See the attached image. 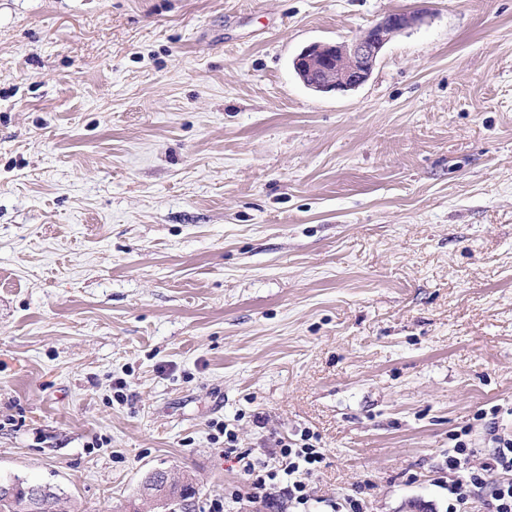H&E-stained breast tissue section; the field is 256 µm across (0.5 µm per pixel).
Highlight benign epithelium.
<instances>
[{
    "mask_svg": "<svg viewBox=\"0 0 512 512\" xmlns=\"http://www.w3.org/2000/svg\"><path fill=\"white\" fill-rule=\"evenodd\" d=\"M417 21L415 15L390 14L350 41L312 43L294 58V69L310 87L322 93L354 90L369 79L391 38Z\"/></svg>",
    "mask_w": 512,
    "mask_h": 512,
    "instance_id": "1",
    "label": "benign epithelium"
}]
</instances>
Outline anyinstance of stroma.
<instances>
[{
	"instance_id": "1",
	"label": "stroma",
	"mask_w": 512,
	"mask_h": 512,
	"mask_svg": "<svg viewBox=\"0 0 512 512\" xmlns=\"http://www.w3.org/2000/svg\"><path fill=\"white\" fill-rule=\"evenodd\" d=\"M391 13L362 86L298 78ZM493 406L512 431V0H0V479L220 499L308 429L314 499L445 512ZM165 470H154L148 473L140 489L137 499L128 502L125 512H143L141 506L146 502L154 501L153 512H196V502L200 495V488L194 476L183 474L175 483L165 482Z\"/></svg>"
}]
</instances>
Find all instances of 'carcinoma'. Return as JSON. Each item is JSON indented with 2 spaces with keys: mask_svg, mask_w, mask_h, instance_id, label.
Wrapping results in <instances>:
<instances>
[{
  "mask_svg": "<svg viewBox=\"0 0 512 512\" xmlns=\"http://www.w3.org/2000/svg\"><path fill=\"white\" fill-rule=\"evenodd\" d=\"M166 471L148 473L139 497L128 502L125 512H140L141 505L155 502L158 512H196L200 488L194 476L184 474L172 484L165 482ZM60 495L50 485L25 480H0V512H58Z\"/></svg>",
  "mask_w": 512,
  "mask_h": 512,
  "instance_id": "carcinoma-1",
  "label": "carcinoma"
}]
</instances>
